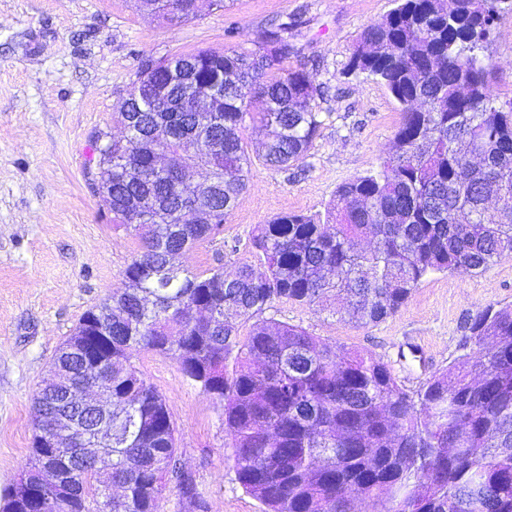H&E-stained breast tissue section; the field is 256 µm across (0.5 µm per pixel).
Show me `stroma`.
I'll return each mask as SVG.
<instances>
[{
	"label": "stroma",
	"mask_w": 512,
	"mask_h": 512,
	"mask_svg": "<svg viewBox=\"0 0 512 512\" xmlns=\"http://www.w3.org/2000/svg\"><path fill=\"white\" fill-rule=\"evenodd\" d=\"M392 7V0H234L219 9L203 0L196 18L162 25L133 0H0V494L28 467L32 398L58 348L83 314L119 287L139 244L111 223L85 170L98 131L123 136L113 114L137 79L140 59L247 50L256 29L300 21L299 53L288 64L313 67L327 89L318 136L288 171L254 163L223 235L182 257L195 273L219 264L231 272L255 263L257 225L284 211H325L342 182L390 151L400 107L384 87L351 71L349 61L363 29ZM487 52L497 96L512 100V12L500 17ZM489 305H512V257L476 274H430L395 314L367 326L285 300L263 318L372 352L415 391L455 360L465 322ZM411 342L424 347L425 366L407 357ZM134 363L167 401L178 457L196 473L208 512H263L236 480L232 439L216 401L169 357L142 352Z\"/></svg>",
	"instance_id": "stroma-1"
}]
</instances>
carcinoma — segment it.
Returning <instances> with one entry per match:
<instances>
[{"instance_id": "carcinoma-1", "label": "carcinoma", "mask_w": 512, "mask_h": 512, "mask_svg": "<svg viewBox=\"0 0 512 512\" xmlns=\"http://www.w3.org/2000/svg\"><path fill=\"white\" fill-rule=\"evenodd\" d=\"M361 33L350 69L399 103L392 151L377 169L342 183L325 213L284 212L253 235L259 263L205 275L180 258L224 232L246 189L252 158L288 170L321 121V84L288 66L296 21L256 31L254 49H202L140 60L116 121L100 134L95 167L109 184L112 223L141 240L121 286L89 310L34 395L35 416L56 422L75 395L100 392L98 427L35 428L29 469L53 467L61 487L3 512H208L193 471L178 458L166 399L132 363L165 355L224 410L236 479L265 512H512V306L470 318L466 353L409 392L366 351L324 343L305 329L255 321L245 337L227 312L250 320L287 300L378 323L432 272L484 271L512 257V102L498 100L495 66L469 48L487 39L500 0H395ZM165 23L193 19L196 0H135ZM223 88L198 121L194 90ZM266 139L248 150L245 119ZM176 160L157 169L155 153ZM221 180L193 183L180 163ZM95 342L100 362L67 351ZM121 494L107 501L95 478Z\"/></svg>"}]
</instances>
